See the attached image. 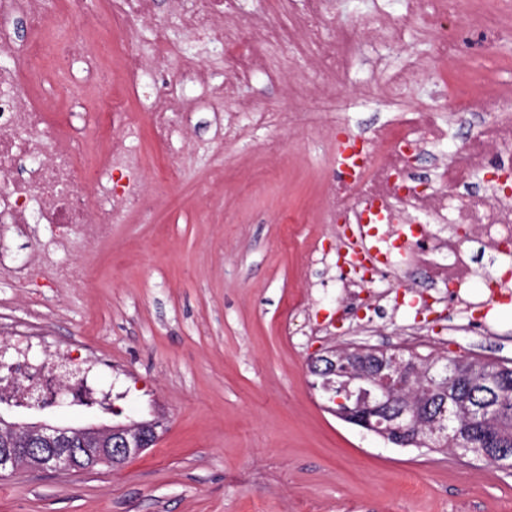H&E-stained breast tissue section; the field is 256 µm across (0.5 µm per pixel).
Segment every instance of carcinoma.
Segmentation results:
<instances>
[{"label":"carcinoma","mask_w":512,"mask_h":512,"mask_svg":"<svg viewBox=\"0 0 512 512\" xmlns=\"http://www.w3.org/2000/svg\"><path fill=\"white\" fill-rule=\"evenodd\" d=\"M448 384V431L438 439L423 429L411 432L417 448L474 454L498 467L512 461V366L506 363L419 359L412 386L415 397L435 411V397Z\"/></svg>","instance_id":"obj_1"}]
</instances>
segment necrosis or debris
Listing matches in <instances>:
<instances>
[{"mask_svg": "<svg viewBox=\"0 0 512 512\" xmlns=\"http://www.w3.org/2000/svg\"><path fill=\"white\" fill-rule=\"evenodd\" d=\"M112 29L155 25L154 0H102ZM242 0H176L177 18L189 36L221 47L237 70L263 66V48L271 42L293 45L297 52L315 47V65L329 77L346 69L351 42L334 48L324 38L330 0H303V8L285 27L259 28L238 23ZM172 52L165 38L154 43V55L113 53L112 36L101 33L87 0H0V268L11 267L15 283L28 270L12 265L4 244L7 234L29 224H53L57 234L39 247L33 261L48 285L63 287L87 279L86 266L65 263L61 254L87 252L108 240L113 225L138 210L140 184L112 181L114 172L130 173L140 165L129 149L137 124L125 99L114 97V85L136 92L150 85V60ZM81 64L80 75L67 73L64 60ZM205 88L214 101L232 96L233 86L212 82L206 66L184 55L168 92L150 114L154 141L167 146L184 138L189 107L182 84ZM95 115L92 125H76L72 110ZM449 123L437 112L407 113L360 137L345 136L347 148L369 163L351 187L331 180L323 207L328 223L342 222L334 250L322 251L339 273L343 293L352 299L368 293V308L385 312L390 294L372 291L385 270L425 271L435 292L413 297L415 318L405 325L419 335L424 315L449 312L471 303L476 325L488 330L487 317L499 303L512 301V263L481 273L459 228L473 230L485 254L497 258L512 248V115L492 116L453 158H441L430 180L416 179L415 163L448 138ZM481 189H471L474 177ZM381 208L395 224L412 233L388 250L379 264L362 253L370 209ZM481 282L480 301L469 302L472 282ZM42 326L0 323V346L6 347L8 373L0 375V404L25 409L54 406L59 394L71 403L111 411L122 400L115 386L101 382L100 363L73 355L69 347L36 357Z\"/></svg>", "mask_w": 512, "mask_h": 512, "instance_id": "obj_1", "label": "necrosis or debris"}]
</instances>
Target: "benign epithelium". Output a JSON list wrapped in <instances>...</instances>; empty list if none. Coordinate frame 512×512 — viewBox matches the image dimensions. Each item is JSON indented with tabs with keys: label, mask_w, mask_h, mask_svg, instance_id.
Returning a JSON list of instances; mask_svg holds the SVG:
<instances>
[{
	"label": "benign epithelium",
	"mask_w": 512,
	"mask_h": 512,
	"mask_svg": "<svg viewBox=\"0 0 512 512\" xmlns=\"http://www.w3.org/2000/svg\"><path fill=\"white\" fill-rule=\"evenodd\" d=\"M387 351L380 348L351 345L343 349L322 348L307 357L309 374L318 377H344L343 388L378 376L381 382H395L390 400L393 411L386 414L389 428L401 434L408 432L422 416L418 403H402L396 390L406 386L414 373L413 362L396 356L385 362ZM365 396L350 407L344 398L332 399L339 418L360 424L362 428L382 436L388 432L367 420ZM160 420L132 422L118 426L64 427L47 422L19 425L0 418V476L11 475L20 468L69 472L87 463L90 466L118 465L140 455L157 439Z\"/></svg>",
	"instance_id": "1"
}]
</instances>
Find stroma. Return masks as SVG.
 <instances>
[{
	"label": "stroma",
	"mask_w": 512,
	"mask_h": 512,
	"mask_svg": "<svg viewBox=\"0 0 512 512\" xmlns=\"http://www.w3.org/2000/svg\"><path fill=\"white\" fill-rule=\"evenodd\" d=\"M403 0H332L325 38L357 32L356 52L334 89L307 57L285 44L266 48L267 69L240 81L215 45L184 34L170 0H156L177 52L200 57L217 83H233L232 112L246 101L272 112H297L299 124H244L242 136H218L213 105L191 118L189 139L156 148L151 97L134 98L140 125L131 149L145 204L112 237L84 256L91 284L54 291L53 336L82 339L94 355L120 368L127 394L121 421L159 419L157 443L118 468L82 472L18 471L0 477V512H512V469L425 448H402L350 424L314 388L306 358L344 347L339 329L315 336L311 325L334 317L341 299L334 277L310 249L322 229L320 200L334 174L336 135L329 114L356 132L389 120L380 94L354 96L408 58L431 66L405 108L448 112L437 45L424 18ZM390 15L403 39L367 38L376 9ZM454 31L465 68L512 83V51L486 41L468 19ZM289 75H280L285 63ZM176 183L158 180L166 164ZM310 308L305 330L288 334L298 296ZM414 315L387 316L363 344L420 354L512 362V302L492 313L493 332L470 331L465 314L425 326L407 342L400 330ZM8 421L84 426L112 414L67 400L47 410L0 405Z\"/></svg>",
	"instance_id": "obj_1"
}]
</instances>
